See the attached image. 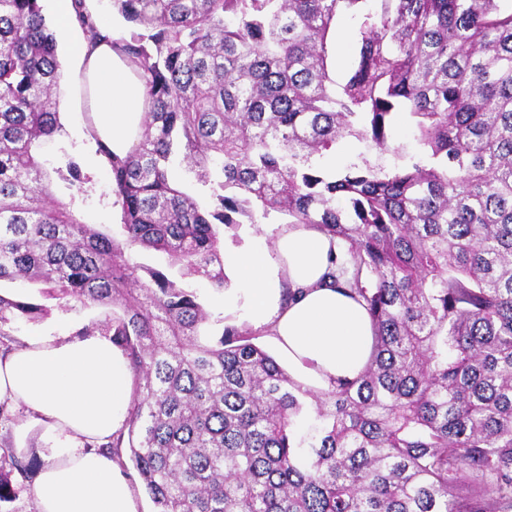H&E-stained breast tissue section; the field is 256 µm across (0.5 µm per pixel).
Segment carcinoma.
Returning <instances> with one entry per match:
<instances>
[{
	"label": "carcinoma",
	"instance_id": "carcinoma-1",
	"mask_svg": "<svg viewBox=\"0 0 512 512\" xmlns=\"http://www.w3.org/2000/svg\"><path fill=\"white\" fill-rule=\"evenodd\" d=\"M73 2L87 41L106 39ZM110 2L138 27L112 44L148 95L132 154L97 142L115 236L52 197L41 149L62 130L63 65L40 0H0V283L121 309L130 460L156 512H512L509 0ZM344 11L359 29L336 82ZM400 114L415 153L323 167L348 137L388 151ZM270 217L340 241L371 319L367 366L332 390L298 383L252 331L203 339L209 313L181 283L224 288V230ZM8 312L47 309L0 293ZM40 467L4 451L0 503ZM358 19L352 13L343 12L336 19L331 35L329 69L333 77L341 78L347 68L357 38Z\"/></svg>",
	"mask_w": 512,
	"mask_h": 512
}]
</instances>
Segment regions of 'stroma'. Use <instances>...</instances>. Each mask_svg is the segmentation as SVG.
Returning a JSON list of instances; mask_svg holds the SVG:
<instances>
[{
	"mask_svg": "<svg viewBox=\"0 0 512 512\" xmlns=\"http://www.w3.org/2000/svg\"><path fill=\"white\" fill-rule=\"evenodd\" d=\"M41 8L48 27L54 31L57 52L63 64V93L58 105L62 130L54 141L43 147V159L51 170L65 166L67 160H75L87 178L83 189L79 190L57 177L51 190L57 199L71 202L81 221L94 225L100 231L112 233L117 229L120 215L112 205L111 175L87 133V93L79 72V62L68 50L70 43L83 41L84 34L76 25L64 31L58 29L54 0H42ZM357 30L358 21L351 13L339 15L332 30L329 58V69L334 78H341L349 64ZM184 284L196 289L202 304L210 313L209 334L216 336L226 327L239 326V318L224 310L223 292L197 279H185ZM47 305L49 315L35 322L8 317L0 325V330L5 333V345L13 349L20 347L28 336L35 334L73 336L88 327L101 330L112 315L111 308L84 306L74 301L51 299ZM8 415V421L0 422V440H7L10 448L19 450L21 456L47 460L48 443L43 426L21 408L9 409Z\"/></svg>",
	"mask_w": 512,
	"mask_h": 512,
	"instance_id": "1",
	"label": "stroma"
}]
</instances>
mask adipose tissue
Returning a JSON list of instances; mask_svg holds the SVG:
<instances>
[{"label":"adipose tissue","mask_w":512,"mask_h":512,"mask_svg":"<svg viewBox=\"0 0 512 512\" xmlns=\"http://www.w3.org/2000/svg\"><path fill=\"white\" fill-rule=\"evenodd\" d=\"M95 114L97 135L113 156L140 140L146 88L111 44L76 49ZM273 250L249 245L230 254L239 285L229 311L262 330L289 367L318 390L354 379L373 349L362 301L337 287L340 249L308 224L273 225ZM133 393L124 352L110 335L33 336L0 357V403L21 404L48 436V461L38 475L36 512H139L118 459L90 450L123 429Z\"/></svg>","instance_id":"obj_1"}]
</instances>
